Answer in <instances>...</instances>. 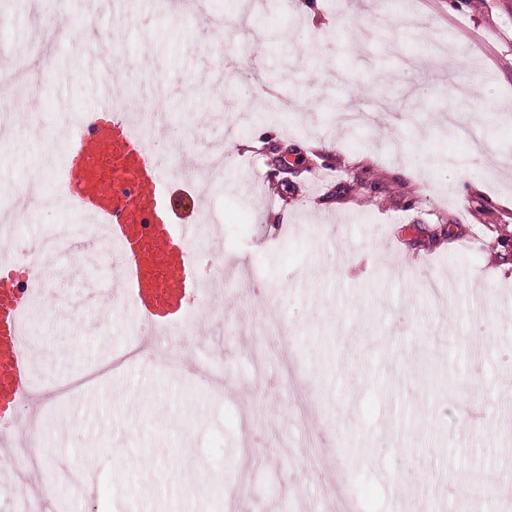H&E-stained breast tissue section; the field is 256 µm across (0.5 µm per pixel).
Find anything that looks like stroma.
I'll return each instance as SVG.
<instances>
[{"mask_svg": "<svg viewBox=\"0 0 512 512\" xmlns=\"http://www.w3.org/2000/svg\"><path fill=\"white\" fill-rule=\"evenodd\" d=\"M382 2L318 0L311 21L279 0H200L177 17L171 0H0L7 68L39 82L13 90L12 134L0 140L15 253L76 221L56 201L58 139L83 113L111 118L99 106L106 57L126 105L155 87L164 134L149 135L153 150H224L222 174L175 177L177 195H204L214 229L198 246L199 277L219 254L235 276L257 266L249 286L195 301L185 339L154 342L163 356L177 345L207 358L223 389L162 358L45 397L36 434L57 455L38 475L56 512H309L335 474L300 471L309 432L285 390L291 367L326 435L352 451L344 492L356 512H498L505 489L448 496L430 475L512 473V120L487 125L477 144L441 130L462 93L485 110L512 106V0H401L380 28ZM437 40L466 65L431 66ZM242 66L259 90L243 85ZM285 99L313 107L284 112ZM476 147L483 163L469 161ZM439 158L458 166L460 196L432 172ZM35 181L44 204L20 209ZM55 267L29 318L38 389L93 372L149 332L102 305L106 260L88 265L69 247ZM264 319L294 337L292 355L255 333ZM64 467L99 481L97 498L62 479ZM407 467L415 479L394 485Z\"/></svg>", "mask_w": 512, "mask_h": 512, "instance_id": "obj_1", "label": "stroma"}]
</instances>
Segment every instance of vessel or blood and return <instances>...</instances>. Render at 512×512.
<instances>
[{
    "mask_svg": "<svg viewBox=\"0 0 512 512\" xmlns=\"http://www.w3.org/2000/svg\"><path fill=\"white\" fill-rule=\"evenodd\" d=\"M56 176L59 203L110 246L113 292L125 307L160 333L185 324L203 288L193 267L204 228L174 222L172 165L148 146L139 120L119 109L105 122L84 115L62 141ZM14 265L0 260V404L8 407L25 402L34 376L22 336L35 294L15 287Z\"/></svg>",
    "mask_w": 512,
    "mask_h": 512,
    "instance_id": "b4317fda",
    "label": "vessel or blood"
}]
</instances>
